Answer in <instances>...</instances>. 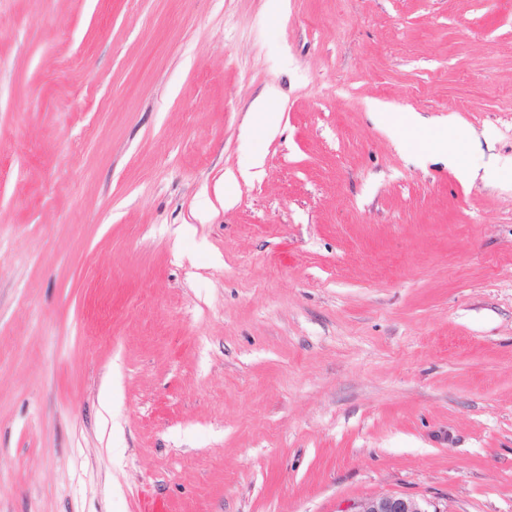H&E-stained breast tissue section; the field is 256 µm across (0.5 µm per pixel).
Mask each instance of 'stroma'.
Returning a JSON list of instances; mask_svg holds the SVG:
<instances>
[{"label":"stroma","instance_id":"stroma-1","mask_svg":"<svg viewBox=\"0 0 512 512\" xmlns=\"http://www.w3.org/2000/svg\"><path fill=\"white\" fill-rule=\"evenodd\" d=\"M384 495L512 512V0H0V512ZM254 110L256 112H250L252 114L249 115L251 126L253 128H255L257 121H259L260 124L268 130H273L277 127L278 112H274L272 94H267L265 97L257 101ZM372 109L378 112V119L392 125L396 134L405 137L411 143L416 144L414 151L418 152L424 148L433 150L439 154L455 156L460 150V146L455 142L452 136H448V129L435 130V135L429 140L414 136L408 137L409 133H419L417 130L426 125V122L415 112H379L378 105L373 104ZM424 141L426 143H424Z\"/></svg>","mask_w":512,"mask_h":512}]
</instances>
